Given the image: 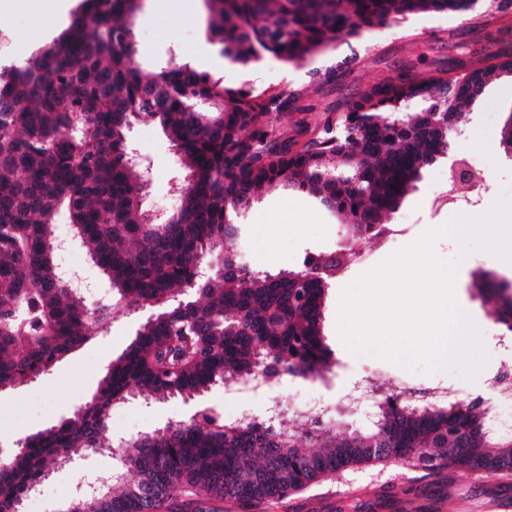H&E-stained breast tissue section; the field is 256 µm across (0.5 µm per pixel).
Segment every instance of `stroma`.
I'll return each mask as SVG.
<instances>
[{"instance_id": "35a3bbf8", "label": "stroma", "mask_w": 512, "mask_h": 512, "mask_svg": "<svg viewBox=\"0 0 512 512\" xmlns=\"http://www.w3.org/2000/svg\"><path fill=\"white\" fill-rule=\"evenodd\" d=\"M208 17L205 0H144L135 18V64L153 70L172 54L195 63L199 50L208 44ZM67 25V20L58 16L55 0H0V31L8 37L7 46L0 49V60H26ZM492 52L512 54V7L463 16L423 13L390 21L361 35L343 37L334 49L300 66L267 55L246 70L225 59L210 65L209 70L223 77L229 87L249 83L299 93L300 110L287 112L275 121L279 133L291 136L300 122L321 123L356 92L397 78L402 69L421 78L438 76L452 67L472 65ZM511 113L512 79L505 78L488 86L468 108L467 119L456 131L447 157L424 169L421 180L391 214V223L405 227V234L391 240L357 239L367 265L351 264L326 291L323 336L333 363L322 375L308 379L283 375L273 387L255 392L230 393L217 385L187 400L147 403L134 399L113 407L111 438L132 440L189 420L202 404L215 408L229 421L244 411L264 415L272 399L289 409L313 403L336 407L343 387L355 378L376 377L388 388L396 384L430 388L443 383L449 397L455 399L488 397L484 372L470 380L452 365L430 373L421 365L405 369L377 358L360 360L339 339L337 313L342 288L363 274L366 267L376 266L413 243L425 230L458 218V211L448 202V176L454 161L468 158L489 175L474 216L486 214L498 199L512 201V158L500 144L503 122ZM129 139L152 162L147 205L176 209L179 201L170 188L172 150L158 122L149 117L136 119ZM241 222L240 249L243 256L252 257L253 269L260 271L296 268L305 253L335 249L344 244L347 234L343 217L330 213L312 197L282 188L263 192ZM434 251L442 260L456 264V298L473 312L487 355V370L495 369L500 359L496 347L500 331L495 326L494 305L473 286L474 272L492 267L488 252L476 250L461 255L444 236L436 240ZM145 317L142 310L116 308L104 335L56 364L50 374L0 390V454L11 455L19 440L56 424L88 401L108 364L125 350ZM71 459L69 467L45 481L39 499L25 501L24 512H55L84 477L100 482L112 478L111 450L78 449ZM496 502L512 512V472H469L449 466L431 476L420 469L376 463L324 477L279 502L228 507L224 512H489L490 504Z\"/></svg>"}]
</instances>
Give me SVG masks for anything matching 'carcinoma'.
<instances>
[{"label": "carcinoma", "instance_id": "1", "mask_svg": "<svg viewBox=\"0 0 512 512\" xmlns=\"http://www.w3.org/2000/svg\"><path fill=\"white\" fill-rule=\"evenodd\" d=\"M142 0H80L65 31L25 62L0 64V389L26 384L108 328L112 310L88 309L60 279L52 244L65 212L90 262L129 309L151 310L108 365L79 416L29 435L0 470V512L51 476L74 448L105 447L112 408L137 394L193 398L235 376L321 374L325 290L349 267L345 248L305 254L293 270L254 271L237 247L263 188L288 187L347 218L352 234L377 236L421 170L493 82L512 77V54H491L448 77L404 72L373 85L296 136L273 120L298 96L172 63L134 66L133 18ZM209 41L244 67L266 55L299 63L390 20L462 15L504 0H206ZM156 119L174 151L179 205L151 220L144 168L128 162L132 121ZM310 265L324 272L311 277ZM481 270L474 286L495 298L512 331V293ZM382 448L381 454L367 452ZM400 463L437 471L512 470V434H496L475 401H377L366 427L338 435L319 421L298 429L283 415L249 429L193 419L146 434L127 449L111 483L64 501L57 512H214L279 500L341 469ZM154 496L127 493L128 475Z\"/></svg>", "mask_w": 512, "mask_h": 512}]
</instances>
